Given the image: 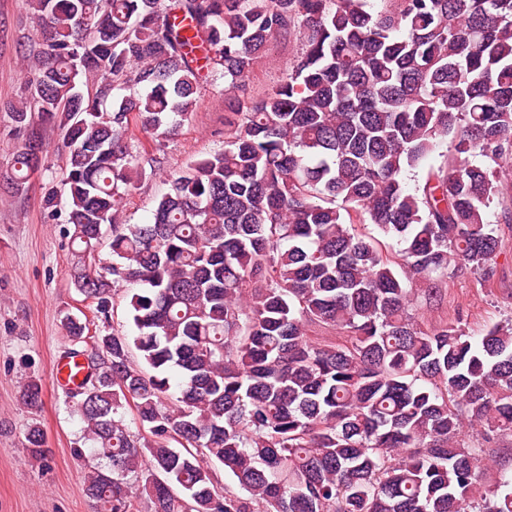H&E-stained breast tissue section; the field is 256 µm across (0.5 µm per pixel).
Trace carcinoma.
I'll list each match as a JSON object with an SVG mask.
<instances>
[{
    "instance_id": "obj_1",
    "label": "carcinoma",
    "mask_w": 512,
    "mask_h": 512,
    "mask_svg": "<svg viewBox=\"0 0 512 512\" xmlns=\"http://www.w3.org/2000/svg\"><path fill=\"white\" fill-rule=\"evenodd\" d=\"M27 2L40 41L28 96L7 107L23 137L12 185L45 166L35 113L70 157L76 290L104 316L138 287L132 336L62 318L86 369L65 403L98 459L84 492L101 512H137L143 493L153 512H512V479L481 490L462 440L465 420L487 440L512 432V325L473 341L409 313L463 268L493 274L488 210L512 207V0ZM290 33L304 48L281 83L237 96ZM217 72L224 150L172 176L149 223H123L161 164L130 127L173 136ZM316 325L340 339L309 340ZM41 393L29 380L22 404ZM26 442L45 459L39 426Z\"/></svg>"
}]
</instances>
